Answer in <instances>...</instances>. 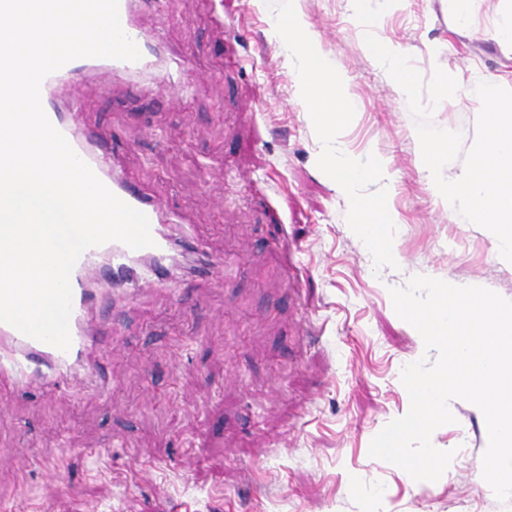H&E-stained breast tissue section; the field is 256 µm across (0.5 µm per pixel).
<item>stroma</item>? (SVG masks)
Instances as JSON below:
<instances>
[{
  "label": "stroma",
  "instance_id": "1",
  "mask_svg": "<svg viewBox=\"0 0 512 512\" xmlns=\"http://www.w3.org/2000/svg\"><path fill=\"white\" fill-rule=\"evenodd\" d=\"M511 6L467 0L461 24L448 0H400L369 30L398 41L423 79L439 67L468 87L422 99L465 152L477 84H512V48L489 34ZM299 7L355 104L340 141L384 158L393 176L396 267L375 269L346 194L317 166L322 145L266 0H161L139 17L161 40L144 94L92 69L52 98L78 99L84 122L124 145L119 172L200 244L175 272L177 294L131 300L91 354L108 385L66 394L0 379V512H512L480 471L484 419L461 402L431 437L456 452L438 481L368 454L409 409L402 368L437 358L397 316L390 288L426 275L512 300V263L493 233L432 194L407 101L367 54L353 0ZM177 56L193 88L170 104L154 92ZM208 256L223 259V281L192 277Z\"/></svg>",
  "mask_w": 512,
  "mask_h": 512
}]
</instances>
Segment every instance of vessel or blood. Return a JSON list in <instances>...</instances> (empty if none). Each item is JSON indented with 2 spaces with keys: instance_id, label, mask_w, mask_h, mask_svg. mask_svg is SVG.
<instances>
[{
  "instance_id": "obj_1",
  "label": "vessel or blood",
  "mask_w": 512,
  "mask_h": 512,
  "mask_svg": "<svg viewBox=\"0 0 512 512\" xmlns=\"http://www.w3.org/2000/svg\"><path fill=\"white\" fill-rule=\"evenodd\" d=\"M155 3L156 0H119L122 29L137 44L141 58L136 62L106 59L108 72L136 79L150 68L155 40L139 28L135 11ZM90 64V59H75L46 76L40 89L42 107L52 125L100 181L119 199L148 217L154 244L134 250L123 243L110 241L81 255L71 274L73 299L69 320L71 346L68 350H60L22 334L9 324L0 323V373L10 375L32 390L57 380L65 373L75 381L90 377L91 370L85 357L101 338L102 332L98 324L90 320L89 314L104 296L130 298L147 289L157 290L172 285L167 270L169 241L161 230L162 208L155 199L135 189L119 173L107 170L104 158L115 152L111 135L81 128L77 110L60 111L52 100L51 91L58 83L66 79L78 81Z\"/></svg>"
}]
</instances>
